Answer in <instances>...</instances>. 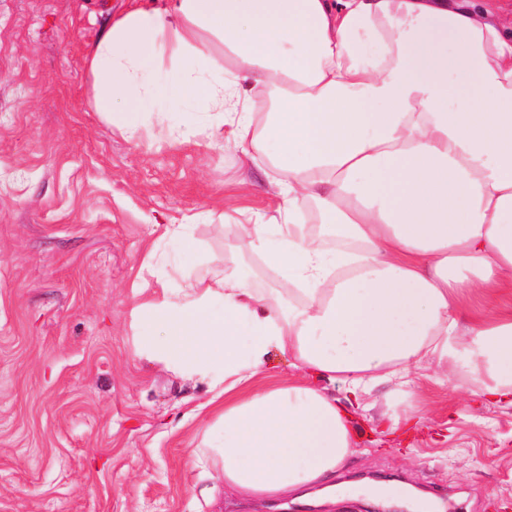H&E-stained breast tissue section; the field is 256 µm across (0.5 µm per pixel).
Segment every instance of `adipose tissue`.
Listing matches in <instances>:
<instances>
[{"label":"adipose tissue","instance_id":"1","mask_svg":"<svg viewBox=\"0 0 512 512\" xmlns=\"http://www.w3.org/2000/svg\"><path fill=\"white\" fill-rule=\"evenodd\" d=\"M87 67L90 109L122 135L204 112L277 175V215L243 222L228 199L224 221L284 287L239 262L158 278L129 313L138 360L206 386L194 454L225 489L331 485L350 406L383 383L398 406L424 368L512 405V310L466 307L512 298V17L487 0H163L115 19ZM276 353L294 376L260 382Z\"/></svg>","mask_w":512,"mask_h":512}]
</instances>
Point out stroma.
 <instances>
[{
	"label": "stroma",
	"mask_w": 512,
	"mask_h": 512,
	"mask_svg": "<svg viewBox=\"0 0 512 512\" xmlns=\"http://www.w3.org/2000/svg\"><path fill=\"white\" fill-rule=\"evenodd\" d=\"M146 0H0V512H282L224 494L192 450L209 395L135 359L128 313L152 268L172 279L244 260L224 201L280 199L232 144L152 132L130 140L87 107L85 60ZM187 224L193 247L165 233ZM389 432L355 412L342 483L396 495L294 512H512V405L419 379Z\"/></svg>",
	"instance_id": "stroma-1"
}]
</instances>
